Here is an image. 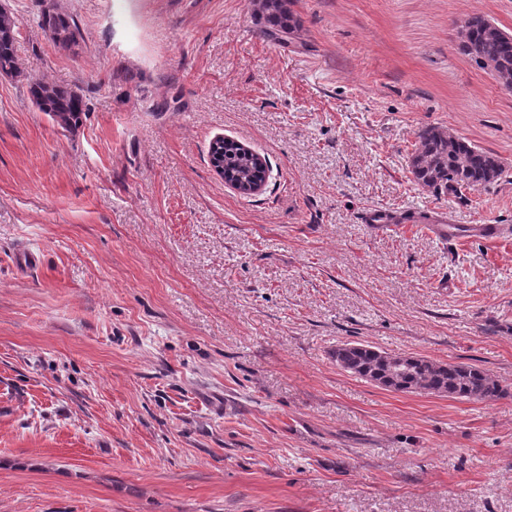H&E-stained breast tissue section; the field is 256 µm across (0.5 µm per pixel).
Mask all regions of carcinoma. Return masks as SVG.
Masks as SVG:
<instances>
[{
    "label": "carcinoma",
    "mask_w": 512,
    "mask_h": 512,
    "mask_svg": "<svg viewBox=\"0 0 512 512\" xmlns=\"http://www.w3.org/2000/svg\"><path fill=\"white\" fill-rule=\"evenodd\" d=\"M291 0H257L267 36H290L301 28V20L290 8ZM39 26L51 32L64 48L77 44L76 22L61 13L47 11ZM18 26L14 14L0 10V75L19 77L16 43ZM479 56L499 62L512 73V40L476 31ZM31 99L38 111L64 130L80 125L84 114L81 94L43 80L29 83ZM419 147L410 160L414 181L435 191L457 195L462 190L496 182L503 173L490 153L436 127L418 132ZM224 179L230 182H264L270 166L260 165L238 142L226 138L219 152ZM336 365L361 379L400 392L446 394L452 398L494 401L504 395L500 383L478 367L441 363L424 357L392 355L370 345L342 343L331 352Z\"/></svg>",
    "instance_id": "obj_1"
}]
</instances>
